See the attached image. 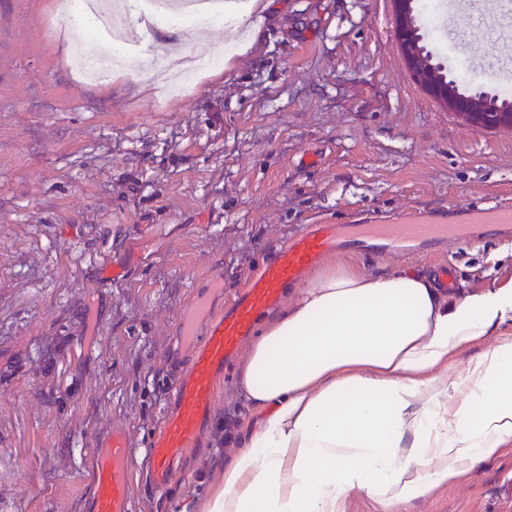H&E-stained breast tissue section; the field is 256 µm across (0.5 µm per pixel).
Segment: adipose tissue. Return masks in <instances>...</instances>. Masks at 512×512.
<instances>
[{
    "label": "adipose tissue",
    "instance_id": "ef3b65f1",
    "mask_svg": "<svg viewBox=\"0 0 512 512\" xmlns=\"http://www.w3.org/2000/svg\"><path fill=\"white\" fill-rule=\"evenodd\" d=\"M512 322V287L444 294L414 271L330 262L250 344L255 416L199 512H346L426 498L512 442V341L464 377L448 356Z\"/></svg>",
    "mask_w": 512,
    "mask_h": 512
}]
</instances>
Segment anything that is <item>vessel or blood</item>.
<instances>
[{
    "mask_svg": "<svg viewBox=\"0 0 512 512\" xmlns=\"http://www.w3.org/2000/svg\"><path fill=\"white\" fill-rule=\"evenodd\" d=\"M486 225L499 238H512V209L474 212L466 224H453L446 212L423 209L393 221L378 218L365 224L310 227L280 249L259 276L252 279L231 307L216 314L195 301V316L184 318L183 334L199 346L189 369L171 384L174 406L163 417L149 448L150 482L166 487L176 461L196 445L213 412L214 394L227 361L251 335L257 314L274 304L284 285L299 284L307 270L330 250L360 249L382 256L392 252L430 250L469 237L473 224ZM129 456L122 430H113L108 442L94 453L88 471L89 491L84 512H131Z\"/></svg>",
    "mask_w": 512,
    "mask_h": 512,
    "instance_id": "vessel-or-blood-1",
    "label": "vessel or blood"
}]
</instances>
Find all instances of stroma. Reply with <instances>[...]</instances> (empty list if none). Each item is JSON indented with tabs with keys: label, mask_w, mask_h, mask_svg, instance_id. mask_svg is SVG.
<instances>
[{
	"label": "stroma",
	"mask_w": 512,
	"mask_h": 512,
	"mask_svg": "<svg viewBox=\"0 0 512 512\" xmlns=\"http://www.w3.org/2000/svg\"><path fill=\"white\" fill-rule=\"evenodd\" d=\"M249 27L154 24L98 81L76 56L108 33L62 22L60 0H0V512H81L86 467L113 429L132 458L134 512H197L252 418L239 347L215 411L166 490L148 449L194 356L191 298L227 309L313 224L418 208H512V131L478 129L408 71L391 0H268ZM219 56L171 93L140 58ZM318 156L314 166L303 154ZM374 271L453 265L458 292L512 285V240L493 236L381 258ZM504 324L448 358L464 375ZM401 512H512V443Z\"/></svg>",
	"instance_id": "35a3bbf8"
}]
</instances>
